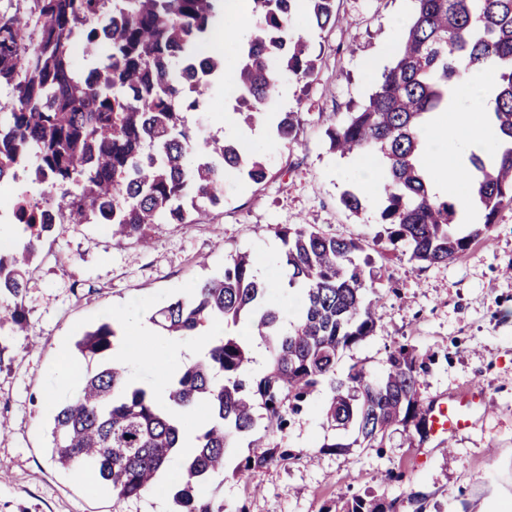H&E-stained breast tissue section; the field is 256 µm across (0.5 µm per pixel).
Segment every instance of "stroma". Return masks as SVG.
I'll return each mask as SVG.
<instances>
[{
    "instance_id": "stroma-1",
    "label": "stroma",
    "mask_w": 512,
    "mask_h": 512,
    "mask_svg": "<svg viewBox=\"0 0 512 512\" xmlns=\"http://www.w3.org/2000/svg\"><path fill=\"white\" fill-rule=\"evenodd\" d=\"M413 0H336L335 26L317 30L304 11L294 28L310 44L318 70L309 84L281 75L270 111L300 116L294 143L274 132L255 134L235 122L218 124L235 101L225 76L209 78L200 106L188 113L202 135L239 141L269 169L257 186L236 175L224 180L223 205L193 224H155L149 245L116 240L108 224H58L25 272L21 299L29 332L0 325L9 363L0 368V512H173L170 479L129 499L89 492L52 456L55 403L73 396L94 361L77 355L79 335L107 319H144L159 326L170 300L190 295L248 253L259 276L276 288L269 298L284 322L298 299L286 289L280 263V224H309L338 238H362L366 255L384 266L375 281L377 326L343 351L337 377L359 364L380 376L389 349L414 348L427 369L420 381L423 406L479 387L469 407L471 424L450 445L429 437L407 443L394 431L382 447H349L350 437L324 420L327 392H320L284 434L280 445L293 459L246 476L232 475L247 446L228 459L227 473L213 477L205 493L225 512L246 503L247 512H345L355 497L384 499L390 512H503L512 507V205L505 206L488 235L474 240L452 262L411 260L391 246L380 222L377 186L363 180L375 156L332 151L326 131L347 108L363 105L401 47ZM361 195L353 213L340 202L344 191ZM347 449H331V442Z\"/></svg>"
}]
</instances>
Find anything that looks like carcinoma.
<instances>
[{
	"mask_svg": "<svg viewBox=\"0 0 512 512\" xmlns=\"http://www.w3.org/2000/svg\"><path fill=\"white\" fill-rule=\"evenodd\" d=\"M306 2L310 25H336L335 0H251L259 33L229 68L237 97L235 116L256 125L272 97L279 71L308 82L316 59L292 19ZM226 0H16L0 18V85L11 88L8 119L0 120V182L41 191L65 211L68 224L112 225L115 232L145 239L152 224H192L191 213L224 201L225 174L260 185L265 164L239 144L203 137L186 114L200 107L206 77L226 69L224 50L212 32ZM400 52L384 70L368 101L326 135L342 155L374 153L382 159L380 223L391 245L402 243L419 263L454 260L490 231L501 208L512 204V0H414ZM112 31L105 61L78 73L72 47L86 58L99 53V34ZM492 66L497 75L491 112L498 147L485 159L469 157L468 197L481 222L465 234L457 228L459 204L430 190L420 157L428 120L448 109V93L464 70ZM296 113L277 123L279 139H294ZM26 226L23 250L0 252V297L13 299L4 321L24 329L20 306L24 267L53 225L23 205L12 209ZM288 286L302 305L285 329L266 296L272 284L241 253L218 277L162 310V327L190 336L208 322L243 323L261 338L269 363L262 375L247 372L246 341L224 334L201 357L181 367L167 394L130 378L113 357L121 328L104 322L85 332L76 348L98 362L79 392L54 415V456L59 464L107 488L117 499L150 491L179 462L178 512H224L200 487L224 473L228 449L246 436L252 452L235 467L243 475L295 457L269 439L283 433L290 416L329 384L325 419L352 432L347 444L375 448L394 427L426 436L420 370L412 348L388 351L383 375L373 378L354 365L336 379L339 355L376 327V301L366 291L377 280L359 261L362 240L337 239L304 224L280 225ZM204 419L182 453L183 417L197 409ZM347 512H385L383 503L353 499Z\"/></svg>",
	"mask_w": 512,
	"mask_h": 512,
	"instance_id": "carcinoma-1",
	"label": "carcinoma"
}]
</instances>
